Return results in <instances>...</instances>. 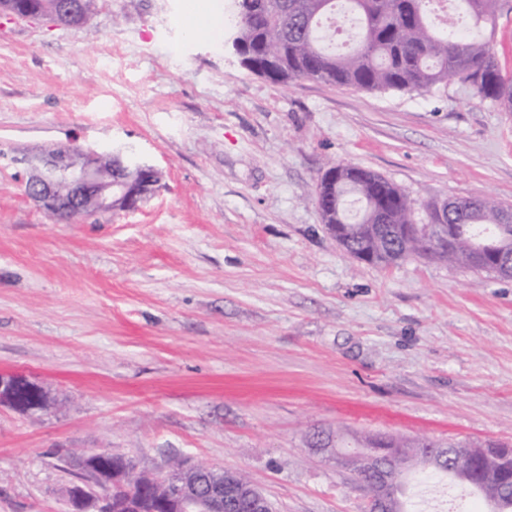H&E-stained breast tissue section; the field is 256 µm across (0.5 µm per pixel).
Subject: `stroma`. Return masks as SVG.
I'll list each match as a JSON object with an SVG mask.
<instances>
[{"label":"stroma","instance_id":"1","mask_svg":"<svg viewBox=\"0 0 512 512\" xmlns=\"http://www.w3.org/2000/svg\"><path fill=\"white\" fill-rule=\"evenodd\" d=\"M197 9L186 34L176 20ZM228 0H98L73 28L0 15V370L48 392L0 407V512H64L71 454L238 472L276 512H369L317 430L512 447V279L349 255L317 185L334 163L512 206V112L429 94L278 85L225 45ZM133 147L162 187L70 221L14 157Z\"/></svg>","mask_w":512,"mask_h":512}]
</instances>
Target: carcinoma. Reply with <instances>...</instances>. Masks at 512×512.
Here are the masks:
<instances>
[{
    "label": "carcinoma",
    "instance_id": "carcinoma-1",
    "mask_svg": "<svg viewBox=\"0 0 512 512\" xmlns=\"http://www.w3.org/2000/svg\"><path fill=\"white\" fill-rule=\"evenodd\" d=\"M238 56L250 72L277 84L313 80L327 85L367 91L429 93L452 82L473 96L488 100L512 112V74L501 67L494 35L498 16L512 11V0H462L475 36L456 35V23L437 30L429 22L435 0H232ZM344 8L355 20L350 50L339 52L326 44L322 27L336 9ZM359 202L363 222H372L381 213L388 224L412 222L414 202L401 187L376 173L355 167L346 179L336 182V192L319 200L326 224H340L351 216L348 203ZM448 223H463L465 231L481 239L494 234L498 240L512 242V210L487 197L452 201ZM426 237L408 247L405 257L427 256L472 268V254L461 247L434 254ZM351 253L368 250L376 265H391L397 260L379 252L368 238H351L343 246ZM381 446L418 448L420 442L402 437L364 436L355 447ZM433 479L434 473L457 474L459 486L470 485L488 500L498 503L497 512H512V493L496 491L478 482L476 473L434 467L417 458L407 466L397 461L386 469L385 493L393 496L403 486L410 470Z\"/></svg>",
    "mask_w": 512,
    "mask_h": 512
}]
</instances>
